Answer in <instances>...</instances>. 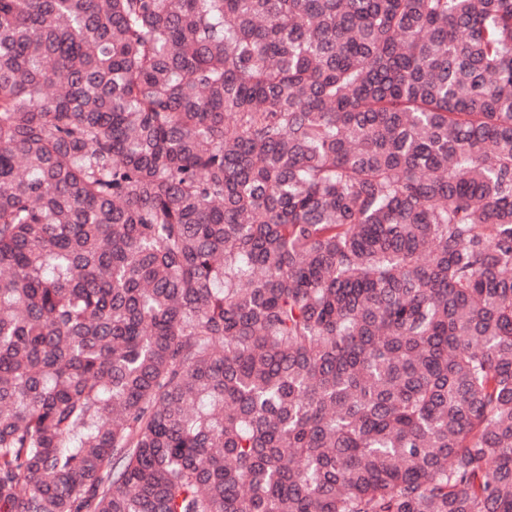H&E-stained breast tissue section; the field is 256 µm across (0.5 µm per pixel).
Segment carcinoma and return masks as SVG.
Masks as SVG:
<instances>
[{
    "label": "carcinoma",
    "mask_w": 512,
    "mask_h": 512,
    "mask_svg": "<svg viewBox=\"0 0 512 512\" xmlns=\"http://www.w3.org/2000/svg\"><path fill=\"white\" fill-rule=\"evenodd\" d=\"M0 512H512V0H0Z\"/></svg>",
    "instance_id": "1"
}]
</instances>
